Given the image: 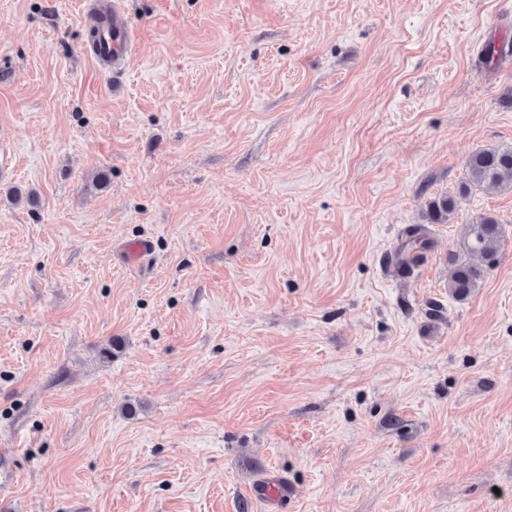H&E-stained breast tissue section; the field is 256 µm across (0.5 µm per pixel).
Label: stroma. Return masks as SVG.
<instances>
[{"mask_svg": "<svg viewBox=\"0 0 512 512\" xmlns=\"http://www.w3.org/2000/svg\"><path fill=\"white\" fill-rule=\"evenodd\" d=\"M119 5L115 73L93 0H0V512H512V191H460L512 0ZM135 44L134 29L127 16L112 5V26L101 27L92 41V55L112 71L123 69L132 56ZM508 51L506 50V46L504 42H499L495 38H490L487 42L484 43L478 54V63L477 66L479 68L489 69L493 65L496 64L499 57H503L506 52L512 54V43L509 42L507 45ZM455 200L453 196H442L430 200L427 205L428 224H444L455 211ZM501 237L498 218L483 213L469 222L463 239L462 251L467 255L479 256L489 264L496 254V244ZM427 232L422 225H413L405 230V239L392 256L396 266H402L410 271L420 265L423 253L430 245ZM449 264L453 270L448 279V292L453 297L464 300L482 281L485 264L474 263L457 254L450 256Z\"/></svg>", "mask_w": 512, "mask_h": 512, "instance_id": "obj_1", "label": "stroma"}]
</instances>
